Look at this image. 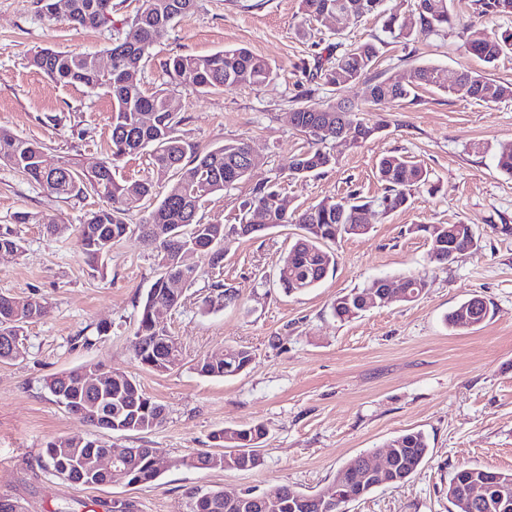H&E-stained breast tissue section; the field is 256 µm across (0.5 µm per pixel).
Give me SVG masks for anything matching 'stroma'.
I'll use <instances>...</instances> for the list:
<instances>
[{
    "mask_svg": "<svg viewBox=\"0 0 512 512\" xmlns=\"http://www.w3.org/2000/svg\"><path fill=\"white\" fill-rule=\"evenodd\" d=\"M142 0H112V20L96 28L43 15L39 0H0V128L41 143L47 166L70 163L91 171L111 153L112 100L99 90L58 83L28 64L43 47L106 57ZM457 23L445 33L412 41L393 39L381 19L367 16L334 33L331 20L302 36L300 0H198L197 9L156 36L139 73L143 89H167L184 116L179 135L199 149L246 140L257 165L235 189L212 195L206 221L238 223L240 202L260 182L278 179L287 212L328 196L383 193L380 157L395 153L421 163L437 186L416 192L408 209L388 215L372 209L369 232L333 243L337 265L323 283L285 293L277 271L297 225L273 227L255 238H229L220 281L240 290V302L204 311L211 277L185 288L180 305L158 321L181 343L184 364L164 374L142 369L132 340L140 302L158 267L152 249L131 234L116 243L101 270H91L76 246L77 229L100 199L92 194L61 201L0 165V224L15 212L22 250L0 255V293L43 300L46 315L29 325L22 359L0 362V494L24 512H108L113 499L133 501L137 512H193L197 497L213 490L261 493L287 486L320 492L353 458L383 450L386 442L424 432L427 460L400 484L380 487L350 502L346 512H449L448 484L464 466L512 473V178L496 169L500 145L512 143V99L480 102L438 90H418L414 101L391 107L387 125L365 143L335 146V166L301 181L288 166L307 142L296 130V107L345 100L369 120L378 114L363 82L338 90L313 74L332 44L380 40L374 69L399 78L414 65H433L455 78L461 70L512 83V56L486 66L463 54V23L481 19L512 29V13L480 16L477 0H453ZM245 47L277 70L259 87L197 92L174 81L169 60ZM67 225L50 235V223ZM473 225L478 249L455 263L429 255L416 224ZM415 272L428 288L414 302L392 300L341 321L336 296L376 278ZM483 298L490 318L455 331L445 315L471 296ZM109 332L98 335L99 325ZM227 346L253 351L252 365L231 379H208L192 369L197 358ZM97 363L139 381L166 408L165 423L123 435L92 427L68 414L43 387L48 376ZM266 428L250 471L192 470L179 458L207 448L211 432L230 426ZM97 439L116 448H151L173 465L155 482L128 487H86L42 470L39 458L54 437Z\"/></svg>",
    "mask_w": 512,
    "mask_h": 512,
    "instance_id": "35a3bbf8",
    "label": "stroma"
}]
</instances>
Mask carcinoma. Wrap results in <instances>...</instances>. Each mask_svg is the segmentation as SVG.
<instances>
[{"label": "carcinoma", "instance_id": "1", "mask_svg": "<svg viewBox=\"0 0 512 512\" xmlns=\"http://www.w3.org/2000/svg\"><path fill=\"white\" fill-rule=\"evenodd\" d=\"M64 21L74 27H98L110 21L112 0H67ZM338 0H301L303 21L312 22L336 11ZM351 21L367 15L383 19V28L395 38L408 41L420 36L442 32L453 25L450 0H415L414 25L400 21L397 12L384 8L385 0H343ZM197 0H144L130 23L137 28L134 41L119 37L112 44V68L101 70L96 56L89 53L61 52L52 48L40 49L29 58V66L63 84L81 85L91 90L102 89L112 98V153L101 162V167L83 173L69 163L59 165L61 175L34 161L42 151L36 142L22 139L0 128V164H5L33 181L50 194L67 201L91 192L105 205L89 213L78 228L77 244L81 255L91 269L102 265L112 246L130 233L138 235L156 251L159 274L142 300L134 333L132 350L135 359L154 373H167L183 365L179 342H172L167 357L143 340L156 335L152 324V309L156 306L179 305L167 286L173 276L184 278L190 285L201 278V266L187 265L183 257L192 252L202 258L210 272L224 266V242L236 232V226L219 222H203L199 211L207 198L232 189L249 174L243 164L250 145L244 141L228 142L203 154L178 135L182 116L164 89L147 93L138 81L130 79V72H138L149 58L158 26L169 27L177 19L196 8ZM467 36L461 49L488 65L512 54V30L490 29L482 23L466 25ZM380 48L373 42H363L344 49L330 66L324 69V79L337 88L370 79L369 102L385 106L416 96L418 89L432 87L450 95L485 100L512 98V84L497 83L471 71H463L459 82L448 84L444 72L434 66L412 67L405 81L394 78H369L379 56ZM169 73L178 83L197 91L230 90L242 86H261L274 78L275 70L265 59L247 48L217 51L208 56L178 55L170 59ZM293 125L310 138L308 146L300 151L288 168V178L302 180L336 164L333 152L336 123L341 122L352 131L354 144H362L381 132L384 124L370 122L359 116L352 105L338 101L334 104H308L292 112ZM151 148L152 174L138 180H120L116 177V162L125 156ZM496 168L512 178V144L500 147ZM378 177L384 183V194L378 206L384 215L407 206L412 192L424 189L432 194L435 185L430 172L423 165L399 155H385L378 162ZM169 181L171 185L164 198L141 223H129L133 211L152 199L155 183ZM278 182L269 180L252 188L249 197L240 203L243 224H265L272 228L281 224H296L301 234L293 240L278 271V281L288 293H301L317 287L328 271L335 267L336 253L329 244L345 235H363L360 215L371 203L355 195L328 197L289 217L280 204ZM414 231L429 242L430 257L448 263V246L440 241H451L458 254L477 249L474 227L471 224H416ZM15 251L22 248L21 238L10 226L0 227V247ZM405 287V302L418 300L428 287L420 274L400 278ZM384 282L376 278L366 287L336 296L332 311L341 321L360 317L368 311L366 295L381 289ZM239 299V289L219 281L211 284L203 306L210 310L224 308V295ZM46 313V306L34 298L0 295V361L14 360L5 352L13 343L23 344L26 328ZM490 316L487 303H475L469 298L446 316L445 322L453 330L475 328ZM230 354L216 364L195 368L201 377L224 379L245 371L254 361V354L245 347L229 346ZM84 368L61 372L44 380V388L54 401L66 411L78 407L84 421L94 427L98 424V395L83 384ZM103 386L112 396V405L126 407L136 415L137 431H151L165 420V407L147 395L137 381L122 372L109 369L100 372ZM266 435L261 424L224 427L209 435L211 449L201 450L177 460V464L199 469V464L229 452H252ZM393 452V467L382 475V480H364L361 496H366L381 484L405 482L427 458L430 446L419 431L402 434L386 443ZM112 451L96 438H54L46 442L40 465L51 475L84 486L97 487L101 483H123L127 486L156 481L163 471L154 460L152 449L139 448L125 470L113 476L109 473L88 475L91 456ZM367 456L360 455L337 470L334 482L328 487L345 491L351 478L359 477ZM499 478L511 483L512 473L492 471L479 466L462 467L454 473L448 485V501L455 512H473L466 502L464 488L488 478ZM273 496L252 504H229L224 491L208 492L195 501L193 512H323L316 495L295 491L286 486L270 489Z\"/></svg>", "mask_w": 512, "mask_h": 512}]
</instances>
